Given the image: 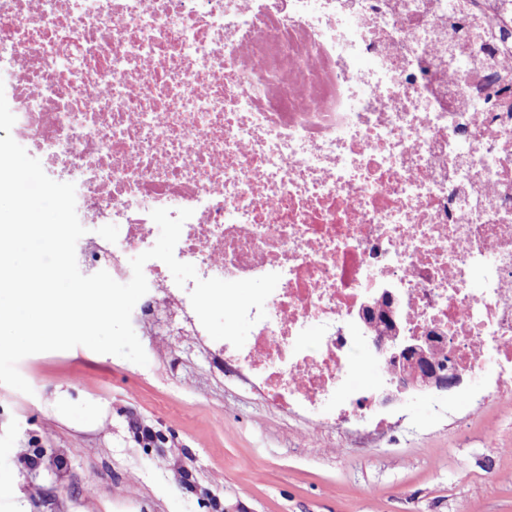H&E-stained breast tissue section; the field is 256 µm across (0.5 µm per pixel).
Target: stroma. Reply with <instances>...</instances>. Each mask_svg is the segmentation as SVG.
<instances>
[{
  "mask_svg": "<svg viewBox=\"0 0 512 512\" xmlns=\"http://www.w3.org/2000/svg\"><path fill=\"white\" fill-rule=\"evenodd\" d=\"M139 340L144 366L77 346L19 362L32 394L0 384V512H512V392L480 376L333 422L178 326Z\"/></svg>",
  "mask_w": 512,
  "mask_h": 512,
  "instance_id": "obj_1",
  "label": "stroma"
}]
</instances>
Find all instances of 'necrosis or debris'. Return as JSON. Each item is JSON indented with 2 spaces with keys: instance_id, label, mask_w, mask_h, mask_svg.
Here are the masks:
<instances>
[{
  "instance_id": "necrosis-or-debris-1",
  "label": "necrosis or debris",
  "mask_w": 512,
  "mask_h": 512,
  "mask_svg": "<svg viewBox=\"0 0 512 512\" xmlns=\"http://www.w3.org/2000/svg\"><path fill=\"white\" fill-rule=\"evenodd\" d=\"M457 0H0L13 138L76 186L82 274L132 277L157 208L202 279L279 274L242 348L268 395L335 418L363 298L512 389V59ZM134 316L208 341L160 260Z\"/></svg>"
}]
</instances>
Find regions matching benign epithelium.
<instances>
[{
  "label": "benign epithelium",
  "mask_w": 512,
  "mask_h": 512,
  "mask_svg": "<svg viewBox=\"0 0 512 512\" xmlns=\"http://www.w3.org/2000/svg\"><path fill=\"white\" fill-rule=\"evenodd\" d=\"M359 315L367 332H379L376 351L385 367V385L375 398L378 406L407 396L448 392L463 382L466 373L453 365L447 337L403 326L397 294L368 297L360 305Z\"/></svg>",
  "instance_id": "1"
}]
</instances>
